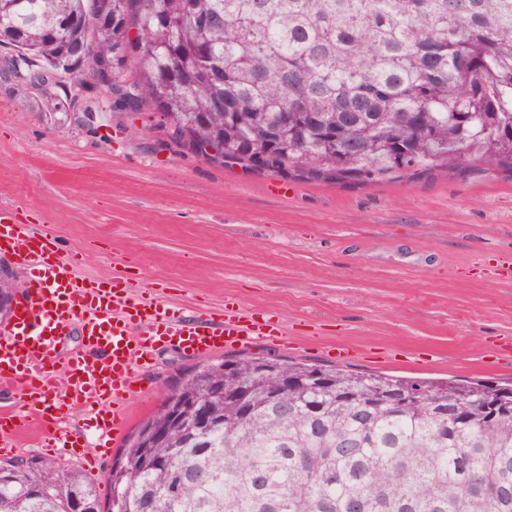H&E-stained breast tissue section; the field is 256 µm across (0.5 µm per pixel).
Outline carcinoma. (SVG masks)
Instances as JSON below:
<instances>
[{
  "label": "carcinoma",
  "instance_id": "obj_1",
  "mask_svg": "<svg viewBox=\"0 0 512 512\" xmlns=\"http://www.w3.org/2000/svg\"><path fill=\"white\" fill-rule=\"evenodd\" d=\"M0 70L87 75L167 142L269 176L512 180V0H0ZM224 101V109L214 107ZM288 124H283V117ZM17 274L0 282V323ZM198 396L204 429L174 422ZM95 481L0 461V512H512V381L427 382L226 353L195 365Z\"/></svg>",
  "mask_w": 512,
  "mask_h": 512
}]
</instances>
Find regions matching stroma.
<instances>
[{"label": "stroma", "mask_w": 512, "mask_h": 512, "mask_svg": "<svg viewBox=\"0 0 512 512\" xmlns=\"http://www.w3.org/2000/svg\"><path fill=\"white\" fill-rule=\"evenodd\" d=\"M61 113L49 94L0 74V206L47 232L81 276L126 270L184 313L231 300L284 325V343L253 354L324 362L336 343L350 370L442 381L512 379L489 354L512 335V180L434 175L383 185L279 181L163 147L147 116L112 110L93 80L68 84ZM196 363L160 348L137 367L128 430ZM71 444L22 437L8 457H45L97 484L122 443L80 458L91 417L61 406Z\"/></svg>", "instance_id": "1"}]
</instances>
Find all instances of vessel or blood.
Segmentation results:
<instances>
[{"mask_svg": "<svg viewBox=\"0 0 512 512\" xmlns=\"http://www.w3.org/2000/svg\"><path fill=\"white\" fill-rule=\"evenodd\" d=\"M16 250L28 273L26 294L10 320L0 325V388L13 391L17 409L0 412V447H15L19 435L38 425L41 447L55 448L63 436L50 429L56 399L91 408L98 441L118 439L128 422L126 395L134 368L160 346L194 357L260 341L282 340L283 327L225 306L221 316L187 315L156 298L131 294L119 281L77 278L76 258L62 259L46 234L0 208V249ZM80 324L82 350L57 373L56 344Z\"/></svg>", "mask_w": 512, "mask_h": 512, "instance_id": "vessel-or-blood-1", "label": "vessel or blood"}]
</instances>
